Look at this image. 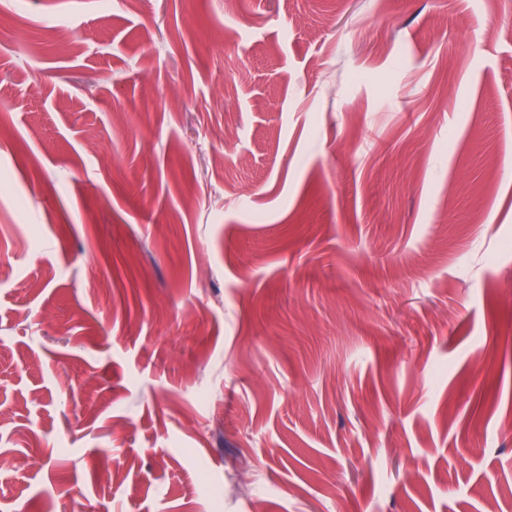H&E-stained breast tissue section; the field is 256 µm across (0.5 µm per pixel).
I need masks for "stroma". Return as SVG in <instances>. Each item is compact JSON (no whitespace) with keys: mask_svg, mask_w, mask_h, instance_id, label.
Returning <instances> with one entry per match:
<instances>
[{"mask_svg":"<svg viewBox=\"0 0 512 512\" xmlns=\"http://www.w3.org/2000/svg\"><path fill=\"white\" fill-rule=\"evenodd\" d=\"M508 6L0 0V512H512Z\"/></svg>","mask_w":512,"mask_h":512,"instance_id":"35a3bbf8","label":"stroma"}]
</instances>
